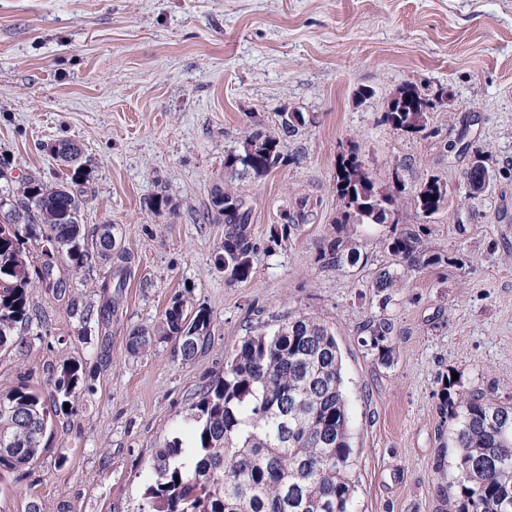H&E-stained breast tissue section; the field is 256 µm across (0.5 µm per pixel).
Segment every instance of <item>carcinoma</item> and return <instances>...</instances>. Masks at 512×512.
Wrapping results in <instances>:
<instances>
[{
    "instance_id": "obj_1",
    "label": "carcinoma",
    "mask_w": 512,
    "mask_h": 512,
    "mask_svg": "<svg viewBox=\"0 0 512 512\" xmlns=\"http://www.w3.org/2000/svg\"><path fill=\"white\" fill-rule=\"evenodd\" d=\"M428 102L414 84L403 86L379 122L401 133H420L416 109ZM280 125L279 132H251L243 152H229L224 169L236 175L261 176L285 163L280 137H291L306 124ZM55 155L71 175L46 184L36 178L22 183L0 223V351L23 348L20 331L30 318L28 291L32 278L44 283L42 272L30 275L25 244L32 238L54 239L58 258L73 268H89L99 258L126 263L116 235L85 242L81 229L82 177L79 148L55 144ZM482 161L466 172L473 192L484 185ZM425 196L411 202L424 223L444 207L448 185L435 176L423 184ZM405 184L399 176L380 185L362 168L359 144L338 160L336 197L342 204L340 224H383L386 212L397 209ZM215 220L224 225V274L241 282L250 275L257 255L250 230L251 206L228 191L210 200ZM384 246L397 268L382 269L375 293L382 303L402 277L445 261L425 246L414 228L392 234ZM357 263L360 253L334 239L320 254L325 268L344 261ZM211 316L203 309L186 312L173 302L153 330L137 328L128 336L131 354L158 342L176 343L185 361L196 357L209 341ZM373 348L390 358L389 328L368 324ZM78 368L65 366L50 381L52 402L75 408L82 385ZM441 409L454 422V473L448 485V512H512V402L495 401L481 391L461 392L448 380ZM50 410L41 393L22 383L0 394V472L24 476L47 446ZM193 439L174 436L155 450L152 479L143 492L144 512H358L353 473L357 456L351 445L347 400L343 392L342 355L335 335L313 316L290 318L270 331L243 338L224 355V373L208 383L191 404Z\"/></svg>"
}]
</instances>
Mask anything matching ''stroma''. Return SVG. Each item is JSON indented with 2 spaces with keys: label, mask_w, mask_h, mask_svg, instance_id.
I'll list each match as a JSON object with an SVG mask.
<instances>
[{
  "label": "stroma",
  "mask_w": 512,
  "mask_h": 512,
  "mask_svg": "<svg viewBox=\"0 0 512 512\" xmlns=\"http://www.w3.org/2000/svg\"><path fill=\"white\" fill-rule=\"evenodd\" d=\"M408 83L432 102L427 134L379 121ZM284 107L308 119L282 144L288 162L231 178L225 154L242 152L246 129L276 131ZM461 136L486 156L489 186L476 197L470 154L449 149ZM62 139L83 149L87 237L115 225L131 260L106 324L79 323L67 304L76 294L100 305L111 261L56 265L64 296L31 289L27 346L0 352V393L46 391L68 364L86 390L76 410L53 416L30 474L0 476V512H143L154 449L190 439V405L225 353L302 315L321 317L341 350L361 512H445L447 376L512 399V0H0L9 186L64 176L50 151ZM351 140L378 182L448 186L447 207L421 232L444 262L408 276L385 306L370 290L393 263L381 240L419 218L406 206L393 225L337 224L336 160ZM224 185L252 208L259 256L243 282L227 279L224 227L205 217ZM160 194L171 209H150ZM286 211L305 220L270 246ZM337 237L361 259L322 268ZM178 299L209 311V349L185 361L161 342L130 355L129 332L153 328ZM382 321L389 361L363 330Z\"/></svg>",
  "instance_id": "obj_1"
}]
</instances>
